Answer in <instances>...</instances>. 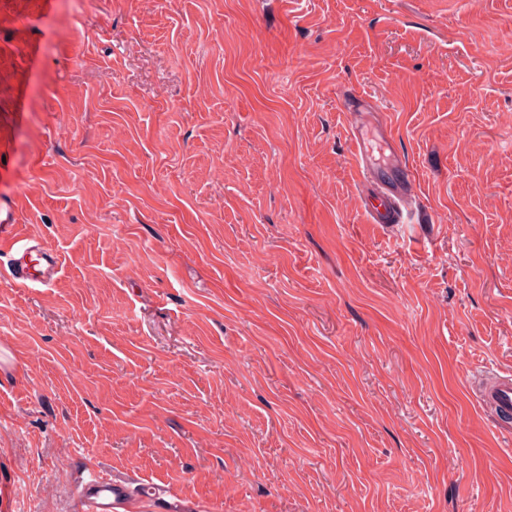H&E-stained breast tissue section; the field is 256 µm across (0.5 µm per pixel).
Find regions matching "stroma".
Returning a JSON list of instances; mask_svg holds the SVG:
<instances>
[{
  "mask_svg": "<svg viewBox=\"0 0 512 512\" xmlns=\"http://www.w3.org/2000/svg\"><path fill=\"white\" fill-rule=\"evenodd\" d=\"M417 176L369 224L344 100ZM0 512H512V0H0ZM12 204H0V250L9 256L11 281L20 288L50 286L60 273L57 254L40 240L16 234ZM478 390L479 402L501 416H512V373L496 370L482 371ZM78 503L80 512L131 511L128 485L98 473L82 478Z\"/></svg>",
  "mask_w": 512,
  "mask_h": 512,
  "instance_id": "35a3bbf8",
  "label": "stroma"
}]
</instances>
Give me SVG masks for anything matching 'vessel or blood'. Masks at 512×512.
<instances>
[{"mask_svg": "<svg viewBox=\"0 0 512 512\" xmlns=\"http://www.w3.org/2000/svg\"><path fill=\"white\" fill-rule=\"evenodd\" d=\"M367 115L355 111L350 140L357 167V188L367 219L386 228L403 219L402 206L414 193L415 175L403 168L396 186L381 182L366 138ZM17 214L13 205L0 204V250L7 253L11 280L20 288L51 285L60 273L57 254L40 240L16 234ZM478 398L500 416H512V373L496 370L482 375ZM80 512H130V490L126 483L92 473L82 479Z\"/></svg>", "mask_w": 512, "mask_h": 512, "instance_id": "obj_1", "label": "vessel or blood"}]
</instances>
